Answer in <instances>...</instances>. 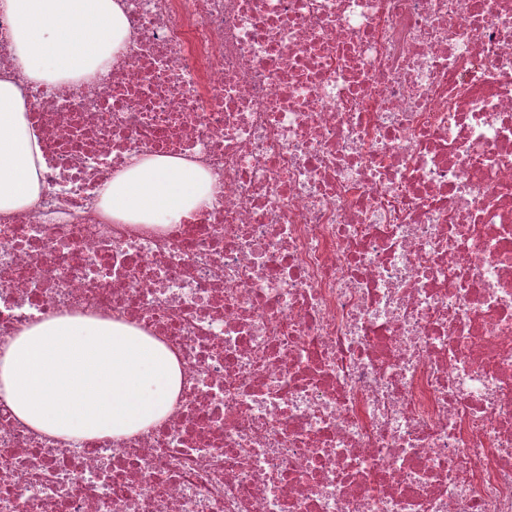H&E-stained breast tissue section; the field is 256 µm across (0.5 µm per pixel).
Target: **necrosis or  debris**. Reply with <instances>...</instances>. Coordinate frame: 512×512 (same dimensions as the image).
<instances>
[{
  "label": "necrosis or debris",
  "instance_id": "4bbe7bcc",
  "mask_svg": "<svg viewBox=\"0 0 512 512\" xmlns=\"http://www.w3.org/2000/svg\"><path fill=\"white\" fill-rule=\"evenodd\" d=\"M106 74L27 88L44 190L0 212V346L59 312L182 371L115 441L0 405V512H512V0H118ZM196 162L116 223L135 157ZM195 163L173 157L135 159L104 190L100 207L124 224H177L190 216L210 186Z\"/></svg>",
  "mask_w": 512,
  "mask_h": 512
}]
</instances>
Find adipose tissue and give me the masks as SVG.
Masks as SVG:
<instances>
[{
    "label": "adipose tissue",
    "instance_id": "1",
    "mask_svg": "<svg viewBox=\"0 0 512 512\" xmlns=\"http://www.w3.org/2000/svg\"><path fill=\"white\" fill-rule=\"evenodd\" d=\"M16 24L20 76L0 78V212L41 194L44 159L27 116L24 86L106 72L125 48L117 0H0ZM211 178L173 157L134 160L105 189L100 207L124 224H176ZM181 385L176 357L119 320L63 314L24 328L0 348V402L28 427L63 440L120 439L165 420Z\"/></svg>",
    "mask_w": 512,
    "mask_h": 512
}]
</instances>
